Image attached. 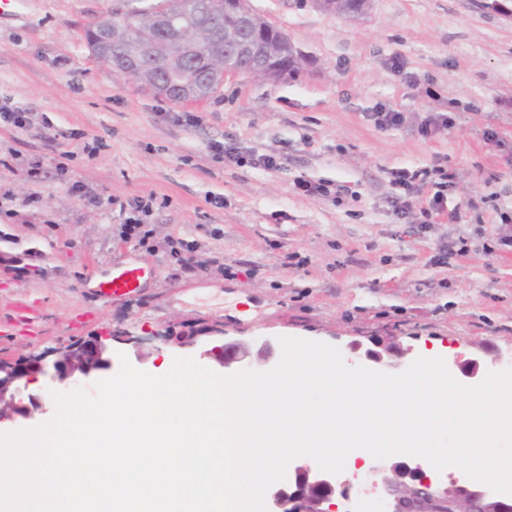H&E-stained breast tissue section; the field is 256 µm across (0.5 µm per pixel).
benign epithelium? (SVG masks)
Masks as SVG:
<instances>
[{
  "label": "benign epithelium",
  "mask_w": 512,
  "mask_h": 512,
  "mask_svg": "<svg viewBox=\"0 0 512 512\" xmlns=\"http://www.w3.org/2000/svg\"><path fill=\"white\" fill-rule=\"evenodd\" d=\"M314 7L346 18L362 16L369 0H312ZM224 15L235 25L224 29L228 54L216 55L211 64L212 77L222 82L227 77L247 74L268 78L277 69L279 53L273 42L259 44L250 37L256 14L248 0H224ZM156 58L153 43L143 41L134 53H121L113 73L124 78L138 76L149 70L146 61ZM122 338L112 332L74 342L59 349L54 360L39 356L17 359L0 357V425L28 420L46 411L39 395L29 387L47 379L63 388L76 383H88L112 371L113 343ZM376 349L367 357L386 368H395L392 358L399 356V344L377 341ZM224 368L242 363L250 356L249 348L236 345H216L202 352ZM372 486L378 498L374 512H498L499 496L484 487H474L461 493L448 488L438 477L427 474L414 461L378 462L370 467ZM267 512H351V487H337L336 476L305 465L292 468L288 478L272 486L265 498Z\"/></svg>",
  "instance_id": "obj_1"
}]
</instances>
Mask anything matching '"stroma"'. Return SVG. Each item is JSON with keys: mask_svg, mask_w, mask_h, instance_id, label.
Here are the masks:
<instances>
[{"mask_svg": "<svg viewBox=\"0 0 512 512\" xmlns=\"http://www.w3.org/2000/svg\"><path fill=\"white\" fill-rule=\"evenodd\" d=\"M305 58L280 81L225 79L210 98L174 103L100 65L84 38L112 0H18L0 15V100L26 112L0 122V356L54 357L110 331L115 352L146 372L216 344L292 336L337 346L347 365L393 336L444 357L452 376L478 358L512 357V21L476 0H372L341 19L310 0H251ZM400 112L377 128L369 112ZM450 122L429 137L426 117ZM277 155L264 170L218 150ZM441 163L457 174L449 205H479L481 223L397 220L392 172ZM39 173L28 177L31 166ZM300 180L345 186L302 195ZM81 182L84 195L71 191ZM494 203H486V195ZM146 202L156 250L123 239L126 208ZM198 240L199 267L178 266L167 236ZM465 237L467 255L439 261ZM492 252H485V245ZM305 257L299 269L284 254ZM150 274L128 297L94 285L113 262ZM233 276H225V266ZM198 335L180 348L169 333Z\"/></svg>", "mask_w": 512, "mask_h": 512, "instance_id": "stroma-1", "label": "stroma"}]
</instances>
